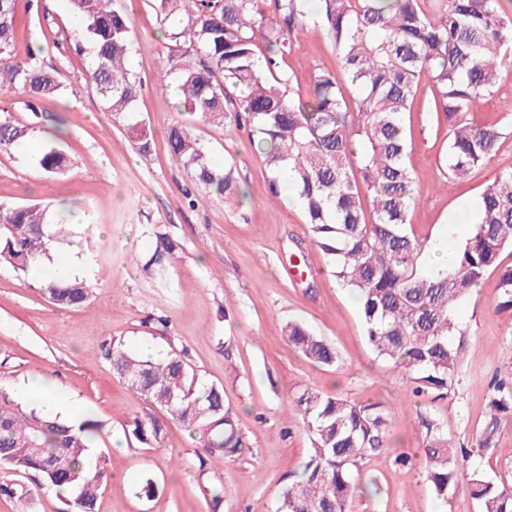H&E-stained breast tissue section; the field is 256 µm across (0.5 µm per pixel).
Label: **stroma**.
Segmentation results:
<instances>
[{
  "mask_svg": "<svg viewBox=\"0 0 512 512\" xmlns=\"http://www.w3.org/2000/svg\"><path fill=\"white\" fill-rule=\"evenodd\" d=\"M133 28L131 69L140 83L137 110L150 140L148 152L112 120L86 82L90 48L74 49L68 0H19L18 49L36 48V62L57 70L66 87L29 110L20 96L0 97V119L34 126L33 140L73 160L63 176L46 175L17 149L0 152V204L40 202L51 215L77 207L90 224L73 225L53 251L56 259L82 257L94 285L78 308L51 304L43 283L0 265V393L34 373L80 401L102 425L93 446L104 452L108 479L97 512H276L283 488L300 478L309 434L291 406L295 393L313 387L350 400L380 403L392 419L390 446L358 462L356 512H478L468 484L440 499L422 462L425 429L434 420L456 448L471 447L495 375L512 370V310L498 311V272H489L462 305L467 329L461 379L450 397H413L408 375L376 356L362 330L358 304L329 273L326 255L310 240L301 206L281 197L271 203L270 172L247 130L225 131L181 112L171 93L157 88L174 47L154 0H112ZM281 67L295 89L310 85L315 69L337 70L336 49L321 28L295 33ZM433 90L421 82L406 123L408 167L422 196L411 216L419 230L464 237L449 226L453 213L476 206L498 172L512 170V134L463 180L443 164L448 128L432 109ZM475 121L512 127V70L480 102ZM183 122L217 166L232 164L239 200L197 186L173 161L166 131ZM172 245L162 264L149 259L162 241ZM299 321L335 348L341 364L320 366L290 346L282 331ZM127 349L150 340L159 356L184 353L198 377L224 389L247 446L219 463L205 459L199 434L166 420L161 449L143 447L126 432L134 419L160 417L158 408L130 390L100 356L113 339ZM414 462L403 472L400 454ZM160 486L138 492L145 478ZM20 484L27 503L0 496V512H67L63 495L30 476L0 467V484ZM223 498L214 507L213 494Z\"/></svg>",
  "mask_w": 512,
  "mask_h": 512,
  "instance_id": "35a3bbf8",
  "label": "stroma"
}]
</instances>
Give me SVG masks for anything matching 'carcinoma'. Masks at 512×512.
<instances>
[{"instance_id":"carcinoma-1","label":"carcinoma","mask_w":512,"mask_h":512,"mask_svg":"<svg viewBox=\"0 0 512 512\" xmlns=\"http://www.w3.org/2000/svg\"><path fill=\"white\" fill-rule=\"evenodd\" d=\"M163 20L177 18L170 33L175 53L169 72L179 83V106L205 121L255 136L271 177L270 198L281 197L279 170L290 167L310 235L328 257L330 275L353 292L364 336L376 355L410 376L415 397L445 398L460 381L465 329L462 303L487 272L499 270L500 307L512 308V170L483 190L475 229L448 255V265L428 262L431 237L417 232L411 213L421 194L406 162L405 114L424 79L435 112L448 126V177L463 180L484 164L512 131L479 124L474 106L497 86L512 64V15L499 0H436L424 13L420 0H274L273 16L257 14L255 0H206L181 11L183 0H155ZM81 22L78 35L92 45L88 69L106 111L140 134L138 82L129 68L132 26L109 0H69ZM18 0H0V93H20L28 106L61 95L55 72L17 53ZM322 28L336 48L340 72L317 70L307 91L293 87L281 69L292 36L309 24ZM264 50L257 51V42ZM31 128L0 120V151L28 139ZM170 154L209 192L237 198L234 168H217L183 123L167 131ZM48 175H62L71 160L46 147L39 159ZM67 225L49 220L38 205L0 206V263L26 272L49 256ZM43 292L60 307H79L92 294L83 279L49 281ZM288 342L328 367L335 348L299 322L284 328ZM104 358L135 392L170 418L203 431L211 457L229 459L245 447L236 415L224 407V390L199 380L177 352L142 360L122 343L104 345ZM311 437L302 477L282 491L277 512H352V467L387 447L391 420L378 403L359 404L305 388L292 400ZM512 417V372L496 379L470 461L469 484L479 512H512V489L486 475L479 459L496 449L502 423ZM95 421L50 420L8 397L0 399V465L34 473L49 488L67 486L70 512H95L107 461L91 456ZM427 477L446 500L458 487L461 466L447 434L425 424ZM165 427L157 418L135 419L131 435L160 448Z\"/></svg>"}]
</instances>
